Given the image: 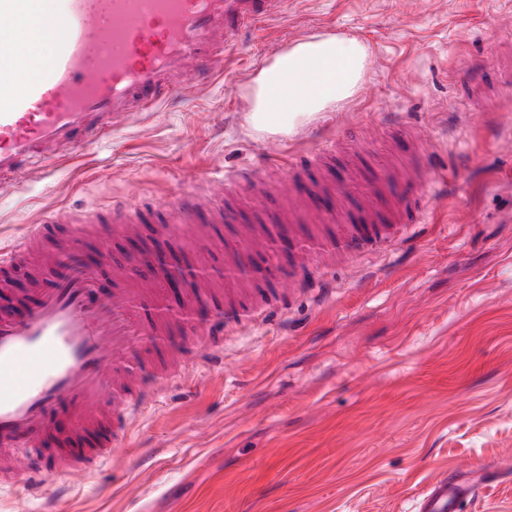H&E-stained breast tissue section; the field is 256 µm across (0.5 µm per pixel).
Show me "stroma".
Wrapping results in <instances>:
<instances>
[{
    "label": "stroma",
    "mask_w": 512,
    "mask_h": 512,
    "mask_svg": "<svg viewBox=\"0 0 512 512\" xmlns=\"http://www.w3.org/2000/svg\"><path fill=\"white\" fill-rule=\"evenodd\" d=\"M321 35L369 52L354 96L287 134L248 121L256 69ZM512 0H288L249 28L222 74L78 148L76 163L0 188V243L59 208L163 204L225 173L285 172L289 155L361 126L360 159L398 115L448 194L424 238L339 262L323 297L224 337V363L187 356L134 433L57 512H415L465 472L461 512H512V90L454 99L457 79L506 63Z\"/></svg>",
    "instance_id": "stroma-1"
}]
</instances>
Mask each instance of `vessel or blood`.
Returning a JSON list of instances; mask_svg holds the SVG:
<instances>
[{"label":"vessel or blood","instance_id":"b4317fda","mask_svg":"<svg viewBox=\"0 0 512 512\" xmlns=\"http://www.w3.org/2000/svg\"><path fill=\"white\" fill-rule=\"evenodd\" d=\"M0 0V184L56 166L87 143L154 111L173 81L222 69L242 28L286 12L288 0ZM363 137L288 159V183L263 172L224 180V192L179 195L162 220L115 202L106 209H59L0 248V487L45 495L73 473L94 474L131 434L170 377L171 337L221 363L225 330L264 322L274 304L252 283L280 273L227 260L228 289L197 276L171 292L154 273L157 256L143 225L163 237L210 239L214 224H240L271 256L292 251L288 272L308 288L312 268L387 252L422 227L427 201L443 194L429 178L419 144L390 123L383 163L358 162ZM343 152L344 167L335 154ZM261 208L241 224L237 204ZM132 253L113 267L112 238ZM473 484L439 476L418 512H461Z\"/></svg>","mask_w":512,"mask_h":512}]
</instances>
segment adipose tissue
<instances>
[{
  "label": "adipose tissue",
  "instance_id": "ef3b65f1",
  "mask_svg": "<svg viewBox=\"0 0 512 512\" xmlns=\"http://www.w3.org/2000/svg\"><path fill=\"white\" fill-rule=\"evenodd\" d=\"M368 62L366 47L334 36L298 42L258 75L251 123L270 132L342 103L355 93Z\"/></svg>",
  "mask_w": 512,
  "mask_h": 512
}]
</instances>
